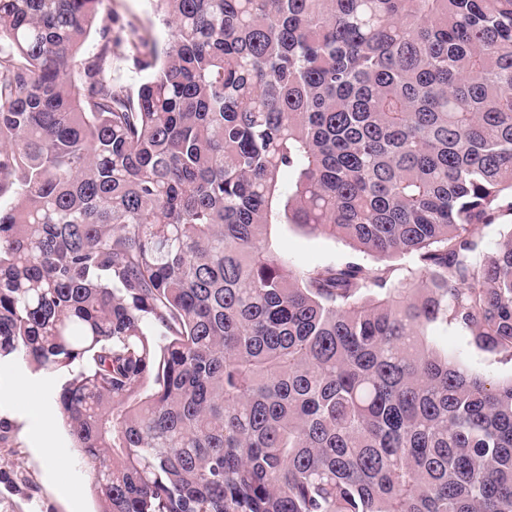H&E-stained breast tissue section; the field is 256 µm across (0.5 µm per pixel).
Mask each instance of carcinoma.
<instances>
[{"mask_svg":"<svg viewBox=\"0 0 512 512\" xmlns=\"http://www.w3.org/2000/svg\"><path fill=\"white\" fill-rule=\"evenodd\" d=\"M149 2L0 0V358L100 512H512V378L430 339L512 352V0ZM101 13L115 19L117 26L128 19H137L143 33L156 42L159 49L169 38L168 29L158 21L147 0H102ZM272 242L279 254L288 256V260L297 266L317 267L347 258L372 262L370 257L353 251L338 240L307 235L292 225L274 230ZM432 336L440 345L448 347V354L458 359L466 368L494 379L512 376V356L506 352L488 351L474 342L467 331L449 324L435 329Z\"/></svg>","mask_w":512,"mask_h":512,"instance_id":"obj_1","label":"carcinoma"}]
</instances>
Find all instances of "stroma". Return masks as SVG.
Listing matches in <instances>:
<instances>
[{
    "mask_svg": "<svg viewBox=\"0 0 512 512\" xmlns=\"http://www.w3.org/2000/svg\"><path fill=\"white\" fill-rule=\"evenodd\" d=\"M101 13L120 24L137 20L157 45H164L169 38L149 0H102ZM272 242L279 254L304 267L337 263L354 255L340 241L311 236L292 225L274 230ZM434 335L449 355L469 370L495 379L512 377V354L482 349L467 331L452 324L436 329ZM30 372V367L16 359L0 360V419L11 425L7 439L0 441V512H99L89 467L57 407V394L66 375L58 373L47 383L19 392L17 381ZM46 442L60 458L57 469L48 468L43 461Z\"/></svg>",
    "mask_w": 512,
    "mask_h": 512,
    "instance_id": "35a3bbf8",
    "label": "stroma"
}]
</instances>
